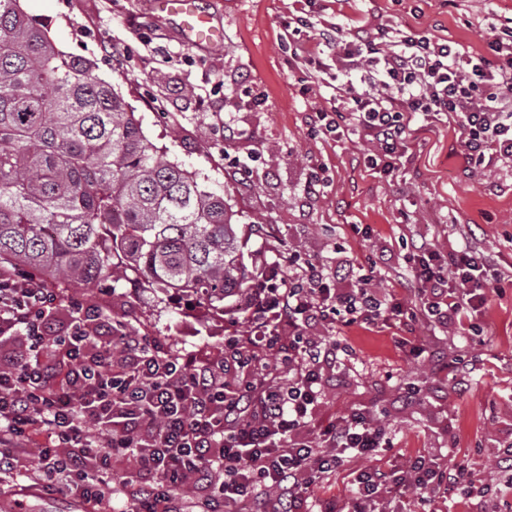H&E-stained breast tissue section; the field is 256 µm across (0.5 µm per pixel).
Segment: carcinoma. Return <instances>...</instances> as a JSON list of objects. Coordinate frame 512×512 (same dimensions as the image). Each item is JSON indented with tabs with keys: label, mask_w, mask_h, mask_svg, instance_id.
Instances as JSON below:
<instances>
[{
	"label": "carcinoma",
	"mask_w": 512,
	"mask_h": 512,
	"mask_svg": "<svg viewBox=\"0 0 512 512\" xmlns=\"http://www.w3.org/2000/svg\"><path fill=\"white\" fill-rule=\"evenodd\" d=\"M94 63L0 0V267L130 286L213 317L253 291L224 196L162 160Z\"/></svg>",
	"instance_id": "1"
}]
</instances>
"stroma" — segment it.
<instances>
[{
  "mask_svg": "<svg viewBox=\"0 0 512 512\" xmlns=\"http://www.w3.org/2000/svg\"><path fill=\"white\" fill-rule=\"evenodd\" d=\"M224 28V45L185 42L179 28L154 12L152 0H23L33 24L48 29L66 52L95 60V74L134 109L165 160L196 172L236 211L247 267L286 263L289 253L334 269L343 259L382 262L374 286L407 305L418 298L407 281V256L426 241L449 251L479 247L502 272L512 271V166L472 169L463 156L456 118L414 117L408 157L382 176L364 163L374 144L362 136L311 135L308 112L329 108L335 66L293 60L289 42L309 46L313 34L335 28L386 25L428 33L470 51L512 18V0H202ZM307 14L310 24L288 35L284 22ZM264 91L261 105L248 89ZM324 166L331 184L308 191ZM369 229L355 236L351 225ZM62 298L101 305L128 331L145 333L174 352L205 363L224 352V338L252 332L249 312L208 321L202 309L150 311L132 288H60ZM479 336L461 337L423 320L402 328L354 325L339 336L355 351L353 365L328 369L320 424L360 410L378 417L394 446L374 464L383 470L425 455L459 466L487 486V496L451 493L421 506L416 493L383 500V512H512V477L497 457L512 442V288L491 291ZM424 347L409 356L399 344ZM350 462L321 483L313 498L350 512ZM75 498L29 492L0 496V512H81Z\"/></svg>",
  "mask_w": 512,
  "mask_h": 512,
  "instance_id": "1",
  "label": "stroma"
}]
</instances>
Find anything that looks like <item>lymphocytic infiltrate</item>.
<instances>
[{
  "instance_id": "lymphocytic-infiltrate-1",
  "label": "lymphocytic infiltrate",
  "mask_w": 512,
  "mask_h": 512,
  "mask_svg": "<svg viewBox=\"0 0 512 512\" xmlns=\"http://www.w3.org/2000/svg\"><path fill=\"white\" fill-rule=\"evenodd\" d=\"M318 38L343 81L332 108L312 112L310 126L370 137V169L399 170L406 120L416 113L460 117L469 164L512 163L511 25L491 32L479 57L384 27ZM373 278L353 262L338 276L293 255L287 266L270 264L254 292V335L228 337L221 360L201 365L192 353L127 333L99 306L61 303L38 275L20 284L0 272V492L24 469L32 489L76 497L88 512H315L307 491L351 458L366 462L353 480V512H380L394 489L461 485L462 470L423 456L391 473L372 466L393 440L363 412L316 428L326 367L355 353L313 330L421 316L468 335L506 277L470 245L444 254L423 243L411 265L419 310L379 296ZM65 305L71 330L50 335ZM231 367L248 377L229 382ZM32 438L39 445L31 468L23 448ZM116 461L132 468L117 484Z\"/></svg>"
}]
</instances>
